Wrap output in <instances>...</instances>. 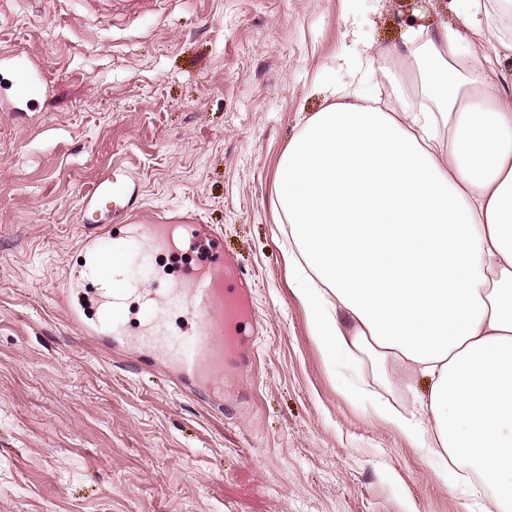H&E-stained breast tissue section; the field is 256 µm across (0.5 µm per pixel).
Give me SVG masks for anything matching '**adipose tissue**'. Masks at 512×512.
I'll use <instances>...</instances> for the list:
<instances>
[{
    "instance_id": "adipose-tissue-1",
    "label": "adipose tissue",
    "mask_w": 512,
    "mask_h": 512,
    "mask_svg": "<svg viewBox=\"0 0 512 512\" xmlns=\"http://www.w3.org/2000/svg\"><path fill=\"white\" fill-rule=\"evenodd\" d=\"M465 2L464 31L419 28L375 69L385 101L347 85L301 114L275 196L325 360L367 349L425 381L411 409L375 414L512 512V91L482 59L487 11Z\"/></svg>"
}]
</instances>
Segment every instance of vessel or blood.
<instances>
[{
    "instance_id": "b4317fda",
    "label": "vessel or blood",
    "mask_w": 512,
    "mask_h": 512,
    "mask_svg": "<svg viewBox=\"0 0 512 512\" xmlns=\"http://www.w3.org/2000/svg\"><path fill=\"white\" fill-rule=\"evenodd\" d=\"M18 74L13 98L35 101L48 84L43 71L19 49L0 52V67ZM142 185L129 168L115 165L104 172L80 198L79 218L87 229L80 238V271L63 276L56 294L83 335L106 337L114 345L133 346L149 365L168 366L178 388H194L218 398L224 394V338L243 337L253 330L256 316L250 306L254 283L237 275L227 287L224 275L235 263L225 256L222 238L212 224H139ZM206 248L207 258L186 281L166 293L142 294V320L131 328L124 307L130 293H142L127 272L129 257L175 249ZM179 300L189 322L182 343L170 338L164 308Z\"/></svg>"
}]
</instances>
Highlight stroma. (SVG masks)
Returning <instances> with one entry per match:
<instances>
[{
	"label": "stroma",
	"instance_id": "1",
	"mask_svg": "<svg viewBox=\"0 0 512 512\" xmlns=\"http://www.w3.org/2000/svg\"><path fill=\"white\" fill-rule=\"evenodd\" d=\"M460 28L457 0H0V50L36 59L48 96L0 114V512H465L471 482L379 420L396 406L371 353L328 364L288 286L277 166L323 86L421 26ZM144 220L219 225L255 280L262 322L224 403L178 391L127 347L80 336L56 300L81 260V192L113 163Z\"/></svg>",
	"mask_w": 512,
	"mask_h": 512
}]
</instances>
